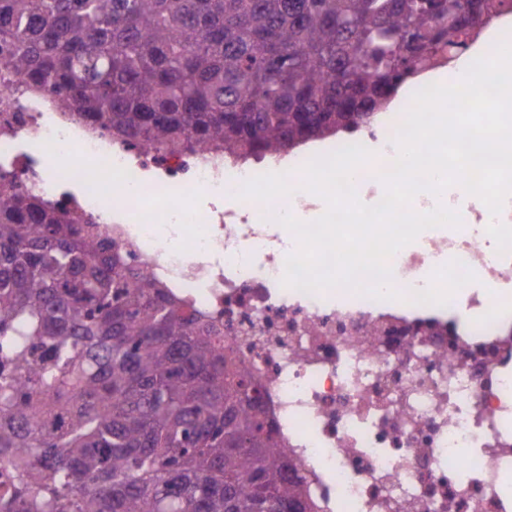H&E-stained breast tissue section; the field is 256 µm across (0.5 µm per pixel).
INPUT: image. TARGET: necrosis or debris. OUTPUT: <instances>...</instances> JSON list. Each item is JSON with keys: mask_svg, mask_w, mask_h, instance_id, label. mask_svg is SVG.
I'll return each instance as SVG.
<instances>
[{"mask_svg": "<svg viewBox=\"0 0 512 512\" xmlns=\"http://www.w3.org/2000/svg\"><path fill=\"white\" fill-rule=\"evenodd\" d=\"M308 159L160 153L64 118L21 78L0 82V183L98 225L132 271L222 329L263 388L313 512H512V250L486 232L494 219L512 226V204L495 218L473 200V223L389 259L407 294L461 261L477 280L448 305L309 294L283 286L298 244L272 235L268 214L302 220L322 198L224 205L271 169L300 177Z\"/></svg>", "mask_w": 512, "mask_h": 512, "instance_id": "obj_1", "label": "necrosis or debris"}]
</instances>
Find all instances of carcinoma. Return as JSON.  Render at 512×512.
Segmentation results:
<instances>
[{"mask_svg":"<svg viewBox=\"0 0 512 512\" xmlns=\"http://www.w3.org/2000/svg\"><path fill=\"white\" fill-rule=\"evenodd\" d=\"M483 23L512 0H480ZM442 0H0L3 74L168 152L285 154L476 32ZM0 512H310L223 333L93 228L0 189Z\"/></svg>","mask_w":512,"mask_h":512,"instance_id":"obj_1","label":"carcinoma"}]
</instances>
